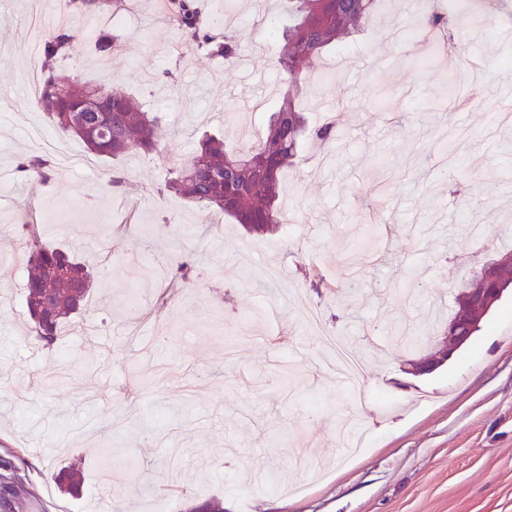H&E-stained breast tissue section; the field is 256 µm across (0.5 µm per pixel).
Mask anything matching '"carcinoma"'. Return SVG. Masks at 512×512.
<instances>
[{
  "instance_id": "1",
  "label": "carcinoma",
  "mask_w": 512,
  "mask_h": 512,
  "mask_svg": "<svg viewBox=\"0 0 512 512\" xmlns=\"http://www.w3.org/2000/svg\"><path fill=\"white\" fill-rule=\"evenodd\" d=\"M383 0H288V15L296 23L282 32L283 48L277 63L288 76V88L272 114L263 140L248 150L228 148L224 140L207 137L189 156L175 164L173 177L163 189L175 192L214 217H229L252 233H265L283 224L277 200L282 191V174L295 162L305 132V121L298 97L303 74L302 65H316L323 52L336 40L362 30L365 23L380 11ZM167 19L186 37V46L221 56L236 58L240 45L235 35L226 33L220 40L206 31V22L192 0H179L169 6ZM459 22V17L443 7L428 8L420 24L423 28L444 33ZM44 76L37 107L64 134L81 139L96 155L119 157L133 153L166 155L169 130L152 112L142 109L132 97L109 92L91 83H61L56 62L73 51L69 35L62 27L46 31L41 37ZM106 96L108 112L99 115L106 129L92 138L78 129L71 110L92 95ZM18 171L34 182H46L52 165L42 156L23 159ZM27 274L24 282L25 302L32 331L45 348L56 343L59 332L77 317L92 287L89 267L60 249L33 237L24 243ZM495 287L512 288V253L497 259ZM59 487L73 493L79 490L82 477L74 468L54 473Z\"/></svg>"
}]
</instances>
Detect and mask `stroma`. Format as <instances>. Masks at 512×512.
<instances>
[{"mask_svg": "<svg viewBox=\"0 0 512 512\" xmlns=\"http://www.w3.org/2000/svg\"><path fill=\"white\" fill-rule=\"evenodd\" d=\"M27 0H0V512H106L100 462L116 468L125 512H182L216 499L224 512H512V290L453 356L413 373L432 349L399 333L422 329L427 307L452 312L457 286L512 250V15L471 0L454 32L479 65L475 98L447 91L418 25L421 0H388L360 34L330 47L338 80L300 97L310 126L332 121L329 147L306 142L279 202L293 220L257 235L163 191L151 154L92 158L68 169L39 139L60 135L18 97L35 37ZM214 32H233L234 63L187 48L158 0H89L66 29L76 57L59 71L131 95L172 131L171 161L204 134L249 148L285 90L279 40L258 21L281 0H203ZM105 30L123 48L95 52ZM48 154L53 178H21V158ZM121 177L108 187L103 171ZM56 209L57 223L44 222ZM44 242L79 250L94 272L82 314L53 349L35 340L24 297L25 223ZM253 247L279 280L261 287L238 254ZM189 258L193 281L150 274V250ZM363 353L366 400H352L328 368L333 347L308 336L302 308ZM79 465L82 492L52 478Z\"/></svg>", "mask_w": 512, "mask_h": 512, "instance_id": "1", "label": "stroma"}]
</instances>
